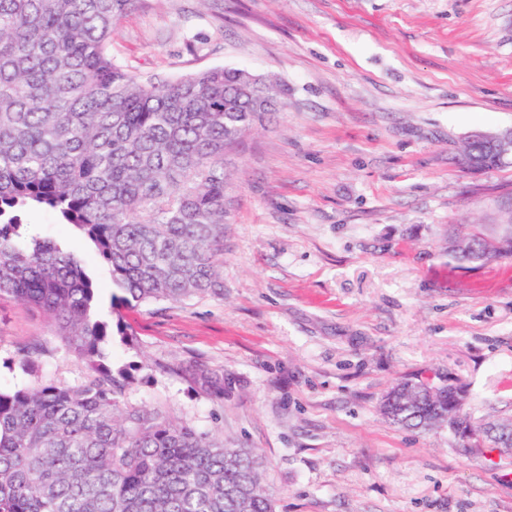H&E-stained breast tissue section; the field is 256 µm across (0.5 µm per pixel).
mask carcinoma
Returning <instances> with one entry per match:
<instances>
[{
    "instance_id": "1",
    "label": "carcinoma",
    "mask_w": 512,
    "mask_h": 512,
    "mask_svg": "<svg viewBox=\"0 0 512 512\" xmlns=\"http://www.w3.org/2000/svg\"><path fill=\"white\" fill-rule=\"evenodd\" d=\"M139 0H0V299L45 318L91 375L65 386L40 374L35 340L6 361L35 384L0 388V512H270L260 462L241 448L127 407L124 370L103 362L112 328L95 316L102 286L65 241L23 233L55 213L108 269L123 306L223 293L227 216L224 151L281 106L271 83L233 91L241 70L212 68L173 81L142 78L112 54V33ZM488 228L455 225L459 263L512 257V234L491 254ZM224 395V375L182 368ZM404 429L446 423L453 401L385 402ZM465 419L459 446H488Z\"/></svg>"
}]
</instances>
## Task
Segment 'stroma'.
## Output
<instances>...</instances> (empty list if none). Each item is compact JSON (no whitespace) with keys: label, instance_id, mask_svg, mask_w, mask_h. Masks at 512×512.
Here are the masks:
<instances>
[{"label":"stroma","instance_id":"stroma-1","mask_svg":"<svg viewBox=\"0 0 512 512\" xmlns=\"http://www.w3.org/2000/svg\"><path fill=\"white\" fill-rule=\"evenodd\" d=\"M139 76L235 67L285 106L232 157L220 296L104 308L125 405L245 448L275 512H512V456L380 412L407 379L455 381L473 422L512 417V259L462 265L449 226L502 224L512 166L465 174L467 134L512 126V0H143L112 35ZM84 363L0 300V387L19 346ZM222 372L214 399L177 372Z\"/></svg>","mask_w":512,"mask_h":512}]
</instances>
